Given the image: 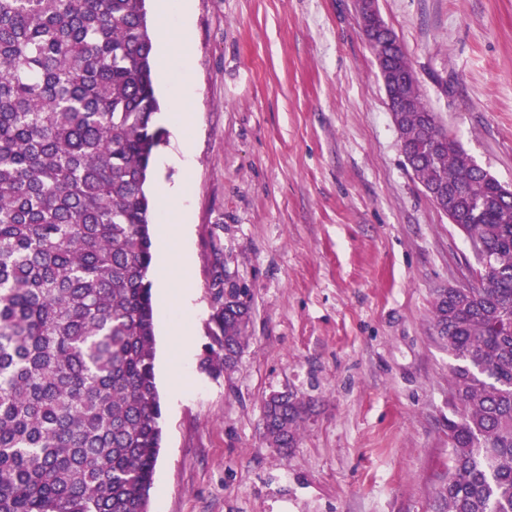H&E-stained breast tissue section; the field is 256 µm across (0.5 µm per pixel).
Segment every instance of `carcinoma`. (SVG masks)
Masks as SVG:
<instances>
[{"mask_svg":"<svg viewBox=\"0 0 512 512\" xmlns=\"http://www.w3.org/2000/svg\"><path fill=\"white\" fill-rule=\"evenodd\" d=\"M146 0H0V512H143L162 442L147 194L165 131ZM394 77L410 73L398 48ZM399 139L413 175L451 196L476 259L437 288L456 361L438 512H512V194L447 135L417 85ZM221 335L200 370L234 368L251 289L215 276ZM308 405L271 396L267 445L296 447Z\"/></svg>","mask_w":512,"mask_h":512,"instance_id":"cac0c4a2","label":"carcinoma"}]
</instances>
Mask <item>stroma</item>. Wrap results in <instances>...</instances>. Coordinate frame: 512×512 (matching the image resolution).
<instances>
[{
  "mask_svg": "<svg viewBox=\"0 0 512 512\" xmlns=\"http://www.w3.org/2000/svg\"><path fill=\"white\" fill-rule=\"evenodd\" d=\"M378 10L442 127L512 189V0ZM190 33L193 162L155 165L148 191L192 182L199 314L185 365L177 326L156 324L149 512H435L455 361L431 302L475 259L405 162L354 0H190ZM220 271L250 288L253 315L233 370L211 377ZM282 392L312 404L286 456L261 429Z\"/></svg>",
  "mask_w": 512,
  "mask_h": 512,
  "instance_id": "obj_1",
  "label": "stroma"
}]
</instances>
